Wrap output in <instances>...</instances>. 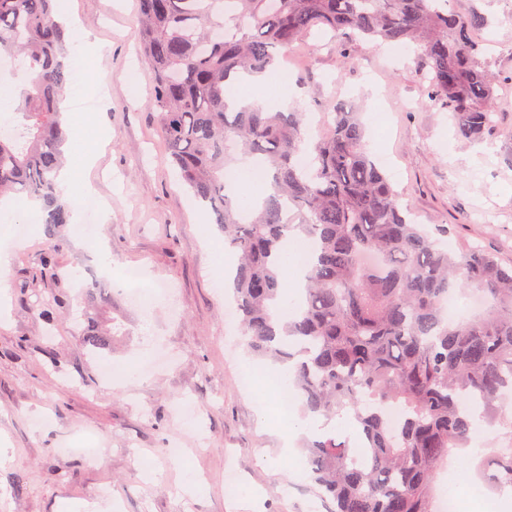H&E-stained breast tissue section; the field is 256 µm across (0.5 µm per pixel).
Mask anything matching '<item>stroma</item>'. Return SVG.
Listing matches in <instances>:
<instances>
[{"mask_svg":"<svg viewBox=\"0 0 512 512\" xmlns=\"http://www.w3.org/2000/svg\"><path fill=\"white\" fill-rule=\"evenodd\" d=\"M70 15L90 33L86 94L92 110L71 109L87 141L100 145L92 166L76 165L77 184L92 185L110 209L96 245L75 225L46 226L25 216L29 233L12 242L0 269L9 306L0 312V512H60L99 501L108 488L112 512H319L302 438L285 439L290 422L263 392L244 393L242 372L262 361L225 321L231 289L212 275L215 251L227 262L224 233L213 213L178 177L159 133L151 77L142 64L137 0H69ZM454 10L485 14L476 32L490 70L500 74L494 124L482 141L456 135L446 112L429 101L414 59L392 57L376 43H353L340 62L342 37L313 31L294 46L281 84L296 95L317 89L311 114L333 101L357 106L371 147L417 223L447 234L449 249L478 246L512 264V0H454ZM109 252V270L92 262ZM50 265H42L43 256ZM145 284H165L151 311L127 294L126 269ZM106 285L112 360L122 371L105 379L101 358L82 340V315L93 309L88 287ZM47 302L50 320L32 307ZM155 361L148 375L128 378L124 366ZM199 407L187 425L177 408ZM100 440L101 462L86 460L85 439ZM290 446L292 475L275 459ZM202 492L187 491L184 472Z\"/></svg>","mask_w":512,"mask_h":512,"instance_id":"obj_1","label":"stroma"}]
</instances>
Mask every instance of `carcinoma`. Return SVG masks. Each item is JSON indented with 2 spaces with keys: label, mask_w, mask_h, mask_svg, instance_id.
Returning a JSON list of instances; mask_svg holds the SVG:
<instances>
[{
  "label": "carcinoma",
  "mask_w": 512,
  "mask_h": 512,
  "mask_svg": "<svg viewBox=\"0 0 512 512\" xmlns=\"http://www.w3.org/2000/svg\"><path fill=\"white\" fill-rule=\"evenodd\" d=\"M54 0H0V57L18 61L20 129L0 128V196L44 203V223H70L55 173L67 140L58 103L70 78V43ZM434 0H139L150 108L173 164L210 207L236 251L234 294L241 335L257 356L288 370L301 411L356 425L359 444L334 433L304 450L328 512H436L437 468L471 448L479 425L504 447L476 475L491 491L512 487V266L473 248L448 251L414 223L365 138L360 113L333 103L316 131L298 99L284 110L232 106L237 73L272 74L316 29L350 40L418 48L429 97L457 133L480 139L492 123L498 79L473 39L479 13ZM251 162L273 193L248 207L228 174ZM302 235L316 260L298 296L281 254ZM486 300L474 317L450 319L448 295ZM297 305L277 329L276 309ZM84 341L106 349L112 328L88 314ZM401 416L392 425L390 409Z\"/></svg>",
  "instance_id": "1"
}]
</instances>
